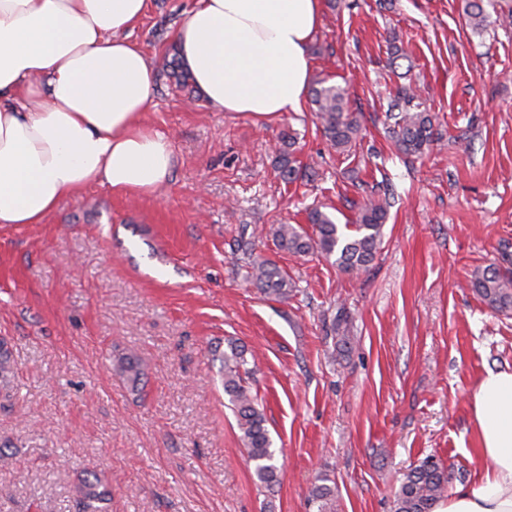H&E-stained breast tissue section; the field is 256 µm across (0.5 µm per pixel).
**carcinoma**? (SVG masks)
I'll return each mask as SVG.
<instances>
[{
	"label": "carcinoma",
	"instance_id": "obj_1",
	"mask_svg": "<svg viewBox=\"0 0 512 512\" xmlns=\"http://www.w3.org/2000/svg\"><path fill=\"white\" fill-rule=\"evenodd\" d=\"M463 13L469 27L482 32L487 27L488 16L482 0H462ZM415 94L411 87L397 89L388 109V134L396 150L406 158L421 156L439 140L435 117L424 111L414 110ZM315 106L317 128L338 152H346L361 135L362 127L356 113L347 105L345 90L333 84L319 83L310 91ZM279 167L283 179L294 182L303 175L293 157V151L280 154ZM389 203L369 199L359 208L355 229L336 223L325 211L315 207L308 212L307 220L312 233L292 224H274L270 235L278 246L289 253H317L343 272L358 275L368 269L381 250L384 226L388 220ZM238 246L248 260L252 284L263 294L278 299L288 298L292 283L288 272L273 261L254 252L251 241L240 239ZM473 292L488 307L503 311L512 309V270L494 264L474 269L470 277ZM224 365V394L237 419L241 440L248 461L254 464L258 483L271 488L279 482L280 468L273 441L265 426L266 420L259 408L258 399L246 385V349L229 343V351L221 355ZM122 371L133 386H138L143 375L140 359L125 357ZM13 375L8 345L0 341V383H8ZM452 473L447 465L427 456L405 474L395 494L393 512H433L435 505L448 495ZM82 512H100L98 504L108 500L109 491L101 488V481L90 473L79 487ZM309 507L315 512H339L340 503L336 487L327 483L314 486L308 497Z\"/></svg>",
	"mask_w": 512,
	"mask_h": 512
}]
</instances>
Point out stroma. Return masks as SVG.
Listing matches in <instances>:
<instances>
[{"instance_id": "stroma-1", "label": "stroma", "mask_w": 512, "mask_h": 512, "mask_svg": "<svg viewBox=\"0 0 512 512\" xmlns=\"http://www.w3.org/2000/svg\"><path fill=\"white\" fill-rule=\"evenodd\" d=\"M195 0H149L131 37L156 73L146 122L175 165L155 195L94 182L42 224L0 225V339L14 376L0 386V512H79L92 469L106 512H309L322 478L340 512H392L404 474L433 455L469 480L468 403L477 378L512 370V311L482 303L475 268L512 267V24L478 34L462 0H336L310 44L312 81L345 87L367 134L348 154L316 128L310 102L265 122L208 106L165 64ZM398 34L410 59L390 64ZM410 86L441 134L405 164L385 135ZM307 178L285 183L286 132ZM388 197L380 255L352 276L279 250L270 225L322 207L354 223ZM287 270L279 301L246 277L237 247ZM350 316L351 346L333 327ZM249 352L282 472L259 486L224 394L220 354ZM136 355L144 391L117 370Z\"/></svg>"}]
</instances>
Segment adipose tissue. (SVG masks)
Masks as SVG:
<instances>
[{"instance_id": "ef3b65f1", "label": "adipose tissue", "mask_w": 512, "mask_h": 512, "mask_svg": "<svg viewBox=\"0 0 512 512\" xmlns=\"http://www.w3.org/2000/svg\"><path fill=\"white\" fill-rule=\"evenodd\" d=\"M147 0H0V225L41 224L91 182L149 197L170 179V141L144 114L154 75L130 38ZM322 0H198L177 31L209 105L260 120L299 111ZM483 467L434 512H512V371L470 400Z\"/></svg>"}]
</instances>
